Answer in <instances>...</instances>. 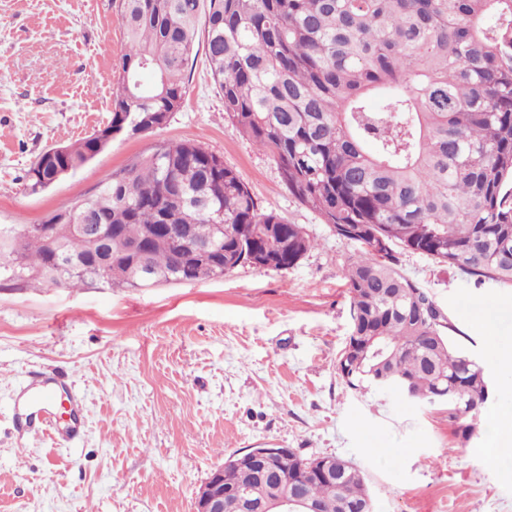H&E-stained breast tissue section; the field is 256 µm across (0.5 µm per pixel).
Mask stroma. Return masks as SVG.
Masks as SVG:
<instances>
[{
    "label": "stroma",
    "mask_w": 512,
    "mask_h": 512,
    "mask_svg": "<svg viewBox=\"0 0 512 512\" xmlns=\"http://www.w3.org/2000/svg\"><path fill=\"white\" fill-rule=\"evenodd\" d=\"M122 40L118 0H0V224L43 223L155 142L188 140L236 170L260 211L303 225L318 245L287 270L245 265L180 285H0V512H193L199 486L246 448L351 460L376 512H512V455L487 466L483 439L456 436L447 405L343 383L356 247L291 196L276 161L225 118L204 52L165 126L115 138L48 188L28 189L45 150L110 120ZM400 268L483 365L493 399L480 421L492 433L512 419V365L490 360L472 310L490 306L497 334L512 336V286L406 251ZM58 377L80 399L71 443L27 432L17 416L29 381Z\"/></svg>",
    "instance_id": "35a3bbf8"
}]
</instances>
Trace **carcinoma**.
Returning a JSON list of instances; mask_svg holds the SVG:
<instances>
[{
	"instance_id": "carcinoma-1",
	"label": "carcinoma",
	"mask_w": 512,
	"mask_h": 512,
	"mask_svg": "<svg viewBox=\"0 0 512 512\" xmlns=\"http://www.w3.org/2000/svg\"><path fill=\"white\" fill-rule=\"evenodd\" d=\"M118 8L121 72L111 120L96 133L120 125L128 132L150 114L180 110L203 25L225 116L276 160L295 199L358 247L345 270L352 353L336 364L344 384L389 388L428 405L453 390L461 407L448 417L455 433L479 436L491 395L485 371L453 342L433 297L399 269L398 251L512 286V0H119ZM93 142L90 135L67 145L55 164L36 161L27 173L31 191L92 160ZM73 208L112 228L110 284L126 288L224 276L212 262L176 263L185 224L224 225L229 272L254 254L286 270L317 245L302 225L260 212L239 174L189 141L155 143ZM58 218L47 224L59 246L95 262ZM45 225L17 247L0 233V279L66 288L94 282L57 267ZM144 239L149 281L129 272ZM316 463L286 457L280 469L293 479ZM259 483L256 468L224 459L225 485ZM306 492L327 512L376 509L359 469L341 457L335 479L309 476Z\"/></svg>"
}]
</instances>
